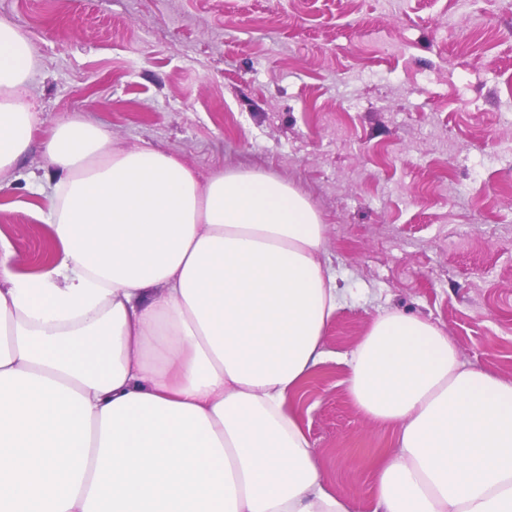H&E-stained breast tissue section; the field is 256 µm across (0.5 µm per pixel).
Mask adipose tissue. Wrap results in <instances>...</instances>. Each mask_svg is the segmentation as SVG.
<instances>
[{
  "label": "adipose tissue",
  "instance_id": "adipose-tissue-1",
  "mask_svg": "<svg viewBox=\"0 0 512 512\" xmlns=\"http://www.w3.org/2000/svg\"><path fill=\"white\" fill-rule=\"evenodd\" d=\"M36 66L1 19L0 176L40 122ZM44 153L52 260L22 275L0 240V512H355L295 406L331 359L397 432L373 460L372 512H512V381L398 312L328 352L341 290L308 197L251 170L199 180L77 114Z\"/></svg>",
  "mask_w": 512,
  "mask_h": 512
}]
</instances>
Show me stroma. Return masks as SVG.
<instances>
[{
	"label": "stroma",
	"instance_id": "obj_1",
	"mask_svg": "<svg viewBox=\"0 0 512 512\" xmlns=\"http://www.w3.org/2000/svg\"><path fill=\"white\" fill-rule=\"evenodd\" d=\"M38 67L41 123L0 176L17 270L52 258L42 141L70 112L116 148L200 178L256 169L305 194L344 290L324 334L351 351L381 311L426 318L470 368L512 380V0H0ZM322 364L297 403L325 482L370 512L358 448L393 428Z\"/></svg>",
	"mask_w": 512,
	"mask_h": 512
}]
</instances>
